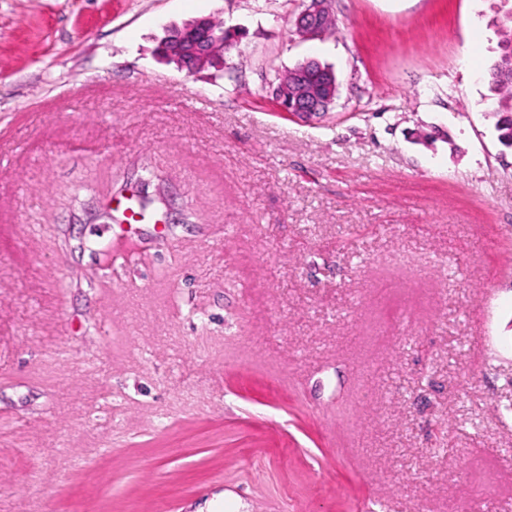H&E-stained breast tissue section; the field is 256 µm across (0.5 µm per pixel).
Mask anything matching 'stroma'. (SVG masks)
<instances>
[{"mask_svg": "<svg viewBox=\"0 0 512 512\" xmlns=\"http://www.w3.org/2000/svg\"><path fill=\"white\" fill-rule=\"evenodd\" d=\"M300 3L0 0V512H512V0ZM329 2V0L304 1L302 10L294 21L296 32L301 38H321L326 34L323 23L328 30L334 26V19H331L330 14L324 18L322 23L323 16L330 13ZM499 29L502 50L499 58L491 65L485 78L497 95V101L491 112L500 115L497 130L500 140L512 147V15ZM190 22H194L204 30L198 43L192 48H187L184 45H171L167 52L177 55L179 60V63H177L178 67L186 70L188 73H195L206 68L215 54L229 50L233 46L235 34L225 30L222 23L221 28L223 31L219 34L215 33L211 23L217 22L211 18H199ZM328 79L319 85L309 84L303 73L289 86L280 82L275 88V96L280 107L303 120H311L328 112L337 97L338 87L335 78L328 72Z\"/></svg>", "mask_w": 512, "mask_h": 512, "instance_id": "obj_1", "label": "stroma"}]
</instances>
